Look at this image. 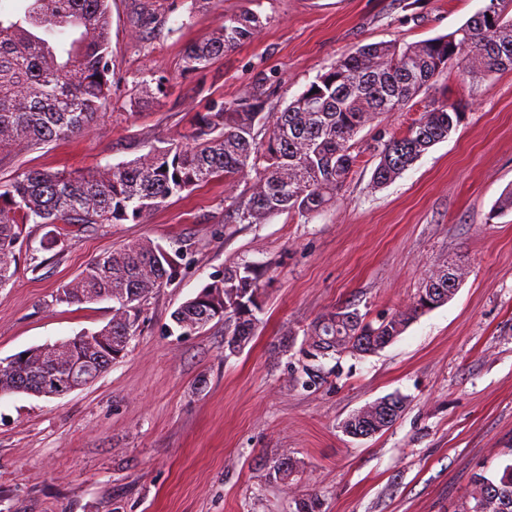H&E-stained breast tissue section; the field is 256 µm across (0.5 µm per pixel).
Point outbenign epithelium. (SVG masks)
Listing matches in <instances>:
<instances>
[{"instance_id": "obj_1", "label": "benign epithelium", "mask_w": 512, "mask_h": 512, "mask_svg": "<svg viewBox=\"0 0 512 512\" xmlns=\"http://www.w3.org/2000/svg\"><path fill=\"white\" fill-rule=\"evenodd\" d=\"M42 374L24 383L25 392L39 396H60L91 384L96 371L90 365L71 358V346L46 348ZM402 404L381 398L352 414L344 423V431L354 438H367L388 428L396 419Z\"/></svg>"}]
</instances>
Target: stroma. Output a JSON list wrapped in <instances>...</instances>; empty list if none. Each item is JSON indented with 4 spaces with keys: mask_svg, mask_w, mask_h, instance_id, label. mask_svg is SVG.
Masks as SVG:
<instances>
[{
    "mask_svg": "<svg viewBox=\"0 0 512 512\" xmlns=\"http://www.w3.org/2000/svg\"><path fill=\"white\" fill-rule=\"evenodd\" d=\"M489 0H109L112 103L84 132L0 155V182L32 170L117 165L186 133L208 97L262 92L283 110L345 52L447 35ZM252 7L267 22L204 72L186 45ZM164 76L149 103L142 77ZM463 119L390 184L371 182L379 135H399L425 105ZM358 161L336 205L312 218L282 212L229 224L231 190L217 179L142 222L64 224L39 248L29 224L18 271L0 288V361L94 332L112 304H58V287L92 260L148 238L193 249L176 279L144 304L126 354L92 384L59 397L0 396V512H456L475 474L512 460V212L491 210L512 187V71L464 80L451 62L403 111L355 138ZM246 264L266 283L256 336L224 351V324L180 335L172 312L224 268ZM442 264L463 280L444 305L385 348L318 363L316 386L295 381L304 330L349 305L366 321L406 311ZM397 421L364 439L343 423L384 397ZM283 457L288 480L271 470Z\"/></svg>",
    "mask_w": 512,
    "mask_h": 512,
    "instance_id": "1",
    "label": "stroma"
}]
</instances>
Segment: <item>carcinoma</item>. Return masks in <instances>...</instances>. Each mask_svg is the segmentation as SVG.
<instances>
[{
  "label": "carcinoma",
  "instance_id": "obj_1",
  "mask_svg": "<svg viewBox=\"0 0 512 512\" xmlns=\"http://www.w3.org/2000/svg\"><path fill=\"white\" fill-rule=\"evenodd\" d=\"M12 2L11 9H0L1 154L82 132L105 115L112 100L108 0ZM263 27L261 14L250 8L224 16L216 36L185 48L183 69L207 68ZM454 59L476 83L512 70V0H490L446 36L402 46L368 44L344 54L281 112L264 114L256 93L230 103L214 99L207 111L195 114L186 134L125 163L86 173L29 170L0 183V288L16 275L23 226L47 229L40 248L51 251L62 243L57 224L139 222L170 198L188 196L216 178L231 182L254 175L231 200L234 224H260L279 212L314 216L335 204L345 187L357 162L358 132L375 116L402 110ZM462 118L452 104L426 105L403 134L378 146L374 186L399 177L447 139ZM184 252L149 239L129 242L61 285L55 302H115L114 352L124 353L137 333L144 302L175 279ZM460 276L457 266H438L407 311L374 326L357 310L340 307L321 315L306 335L333 338L336 352L365 353L362 341L399 336L417 315L437 308L430 291L440 288L451 298ZM263 288L251 266L226 268L202 288L210 307L202 309L191 298L171 319L182 336H193L216 319L231 323L224 328L226 337L252 336ZM38 358L35 352L15 368H0V394L19 392L39 370ZM458 512H512V462L477 475Z\"/></svg>",
  "mask_w": 512,
  "mask_h": 512
}]
</instances>
